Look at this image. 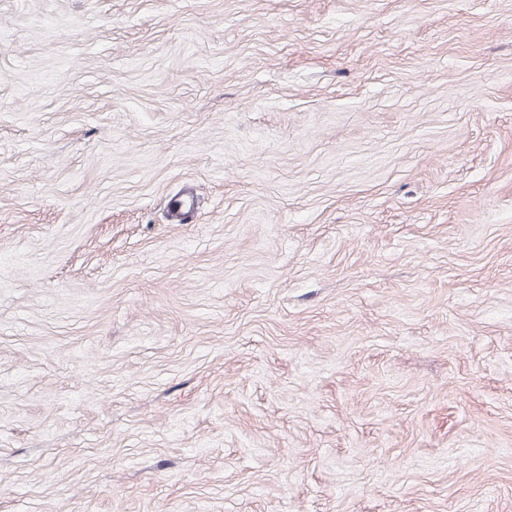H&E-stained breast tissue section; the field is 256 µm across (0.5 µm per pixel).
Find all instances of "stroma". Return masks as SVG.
Wrapping results in <instances>:
<instances>
[{
    "instance_id": "1",
    "label": "stroma",
    "mask_w": 512,
    "mask_h": 512,
    "mask_svg": "<svg viewBox=\"0 0 512 512\" xmlns=\"http://www.w3.org/2000/svg\"><path fill=\"white\" fill-rule=\"evenodd\" d=\"M0 512H512V0H0Z\"/></svg>"
}]
</instances>
